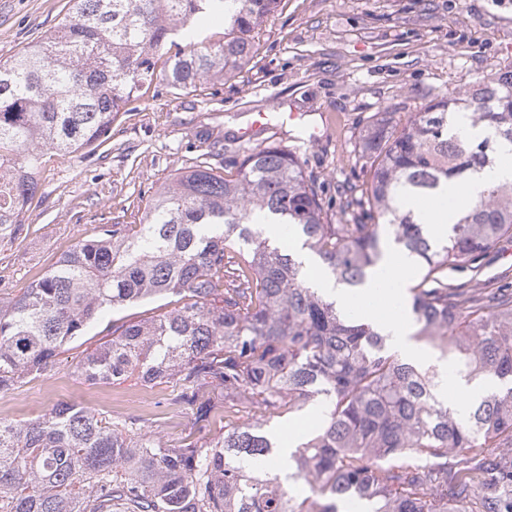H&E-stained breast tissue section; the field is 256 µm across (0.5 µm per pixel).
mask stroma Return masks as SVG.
Returning <instances> with one entry per match:
<instances>
[{"label": "stroma", "instance_id": "obj_1", "mask_svg": "<svg viewBox=\"0 0 512 512\" xmlns=\"http://www.w3.org/2000/svg\"><path fill=\"white\" fill-rule=\"evenodd\" d=\"M68 0H0V63L52 28ZM256 54L234 75L173 91L162 82L128 103L111 138L95 151L48 158L25 229L0 244V299L20 295L75 243L104 224H135L157 190L196 161L226 171L269 145H287V128L247 142L250 114L278 108L313 114L317 142L300 161L322 199L324 221L351 224L344 188H365L360 153L367 129L399 123L440 95L476 79L512 71V0H282L255 31ZM153 314L152 304L108 312L70 344L50 375L26 380L0 396V418L33 420L61 402L114 416L126 399L150 392L144 415L171 438L196 433L188 410L169 404L165 386L145 389L137 377L93 385L76 364L107 336L112 322Z\"/></svg>", "mask_w": 512, "mask_h": 512}]
</instances>
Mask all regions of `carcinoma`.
Segmentation results:
<instances>
[{
  "label": "carcinoma",
  "instance_id": "1",
  "mask_svg": "<svg viewBox=\"0 0 512 512\" xmlns=\"http://www.w3.org/2000/svg\"><path fill=\"white\" fill-rule=\"evenodd\" d=\"M279 0H69L37 42L0 63V243L19 238L47 155L105 142L120 107L158 78L169 88L222 79L249 62ZM224 18L222 32L210 20ZM469 114L484 138L451 118ZM512 146V72L426 104L403 127L363 136L366 195L355 224H326L296 151L267 146L236 173L201 162L155 194L134 226L104 224L25 289L0 301V395L53 371L60 349L111 310L164 297L175 307L112 325L82 358L90 383L137 375L171 388L199 428L249 415L209 440L167 439L141 414L68 403L24 424L0 420V512H512V290L475 270L512 237V181H490L435 238L412 195L436 196L493 167ZM290 233L338 283L361 288L394 244L415 258L404 312L416 339L469 380L498 388L464 414L439 395L435 367L401 358L378 324L311 286L278 241ZM318 408V428L267 468V424Z\"/></svg>",
  "mask_w": 512,
  "mask_h": 512
}]
</instances>
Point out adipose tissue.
Returning a JSON list of instances; mask_svg holds the SVG:
<instances>
[{"mask_svg": "<svg viewBox=\"0 0 512 512\" xmlns=\"http://www.w3.org/2000/svg\"><path fill=\"white\" fill-rule=\"evenodd\" d=\"M490 181H512V152L504 151L502 161L493 168L473 175L463 191L448 189L435 197L429 205L419 206L417 200H408V207H421L425 222L430 223L435 236L443 237L448 233V227L454 218L452 201L458 199L472 200L476 191ZM306 268L311 276V282L339 306L351 309L361 316L371 315V303L376 295H384L388 303L402 300V281L406 280L412 268L407 256L397 252H389L377 274L373 275L358 291H350L338 284L335 278L314 263H307ZM379 325L388 335L389 341L401 357L426 365L437 366L440 373H447V361L437 359L429 350L420 348L411 338V325L408 319L388 315L380 318Z\"/></svg>", "mask_w": 512, "mask_h": 512, "instance_id": "ef3b65f1", "label": "adipose tissue"}]
</instances>
